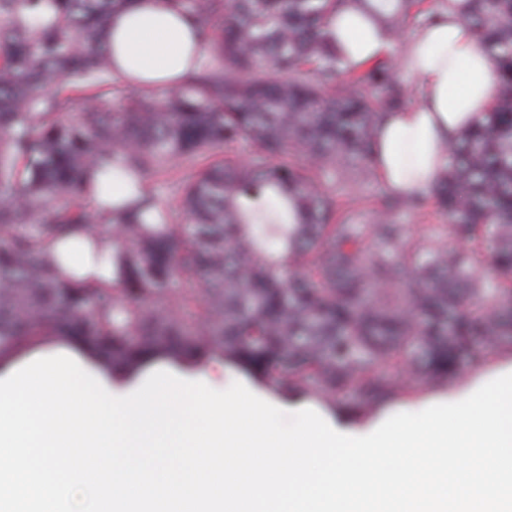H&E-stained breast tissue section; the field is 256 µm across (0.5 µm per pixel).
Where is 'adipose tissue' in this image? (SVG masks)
<instances>
[{"mask_svg": "<svg viewBox=\"0 0 512 512\" xmlns=\"http://www.w3.org/2000/svg\"><path fill=\"white\" fill-rule=\"evenodd\" d=\"M196 26L166 0H133L112 17V57L123 82L158 90L195 69L202 48ZM328 31L351 62L381 57L391 46L360 17L342 12L331 17ZM403 68L419 79L416 103L384 117L375 134L376 173L387 187L428 193L445 159L440 145L480 119L499 88L473 32L452 10L418 31L401 56Z\"/></svg>", "mask_w": 512, "mask_h": 512, "instance_id": "ef3b65f1", "label": "adipose tissue"}]
</instances>
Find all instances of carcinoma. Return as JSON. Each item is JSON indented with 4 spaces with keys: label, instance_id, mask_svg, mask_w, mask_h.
Listing matches in <instances>:
<instances>
[{
    "label": "carcinoma",
    "instance_id": "1",
    "mask_svg": "<svg viewBox=\"0 0 512 512\" xmlns=\"http://www.w3.org/2000/svg\"><path fill=\"white\" fill-rule=\"evenodd\" d=\"M130 2L0 0V353L76 336L122 378L222 360L372 417L512 347V0H457L500 95L429 195L386 190L370 223L346 189L375 174L374 132L412 89L394 52L346 61L329 18L365 16L395 47L448 0H172L197 68L118 92L112 15ZM244 140L254 157H230ZM177 164L197 174L167 202L147 179ZM429 205L445 223H398ZM101 225L111 277L52 253L98 246Z\"/></svg>",
    "mask_w": 512,
    "mask_h": 512
}]
</instances>
